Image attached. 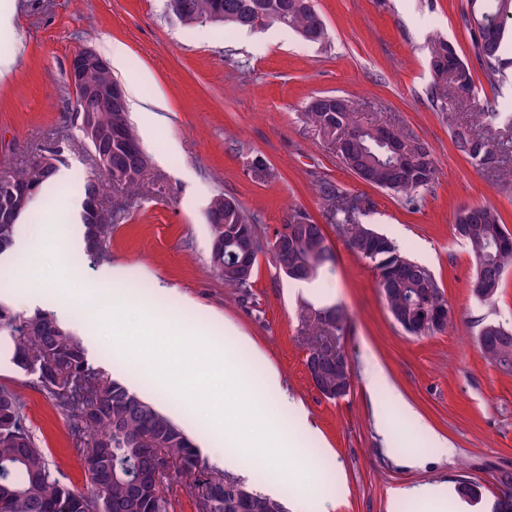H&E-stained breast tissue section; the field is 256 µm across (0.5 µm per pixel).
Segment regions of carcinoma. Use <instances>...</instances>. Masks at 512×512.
Here are the masks:
<instances>
[{
    "label": "carcinoma",
    "mask_w": 512,
    "mask_h": 512,
    "mask_svg": "<svg viewBox=\"0 0 512 512\" xmlns=\"http://www.w3.org/2000/svg\"><path fill=\"white\" fill-rule=\"evenodd\" d=\"M503 0H467L463 23L475 49L484 77L491 84L505 77L512 60L502 56L506 20L512 7L503 12ZM187 17V23L219 14L214 22L242 29H253L255 8L271 14L270 23L288 28L304 39L318 43L326 39V26L312 0H174ZM472 12L487 17L486 30L472 28ZM454 44L436 39L430 49V65L436 78L432 99L438 110L447 111L448 90L471 94L476 88L469 66L456 56ZM455 57L453 84L440 77L438 67ZM330 101L318 96L307 108L308 119L324 131L335 123L344 135L337 155L342 165L368 185L390 192L415 206L436 178V164L428 147L410 143L403 133L391 130V139L405 143L428 162L409 175L411 163L396 158L387 145L378 141L371 128L358 125L351 106L345 111H329ZM104 129L113 128L129 117L118 112L97 113ZM454 147L476 165L496 163L500 146L467 129L452 132ZM57 167L44 169L34 159L21 169L0 170V210L11 211V223L0 224V254L12 248L19 218L28 206L14 208L13 196L21 189L41 190L54 177ZM142 174L140 160L127 153L122 144L112 142V166L88 177L83 184L84 203L99 200L105 184L129 193ZM210 212L220 213L221 224L210 225V269L224 284L240 292L251 287L258 256L268 254L276 267L290 280L311 282L332 260V250L323 225L299 213L295 230L279 232L274 240L260 237L256 216L248 213L233 197L216 196ZM123 210L83 208L85 252L101 262L110 259L112 227L122 219ZM473 231L464 238L476 262V279L488 299H493L512 268V239L500 211L488 204L472 209ZM339 230L348 248L372 263L387 309L394 319L410 323L413 336H428L446 325L426 327L432 311L448 306L443 288L429 267L404 254L387 236L366 224L342 220ZM251 256L248 275L235 269V258ZM347 316L338 305L324 308L317 316L312 335L325 342L344 333ZM0 336L10 338L12 361L16 368L37 378L39 390L67 417L75 433H89L83 461L85 487L79 489L60 478L58 466L41 448L27 425L26 403L15 390L0 387V512H171L174 482L171 473L190 480L198 491L197 503H212L210 512H286L282 499L261 493L253 487L214 472L200 457L187 432L158 407L125 383L109 379L88 360L81 340L62 327L54 314L39 311L21 317L0 305ZM479 345L485 357L505 373H512V330L501 325L482 328ZM309 371L313 382L321 383L327 398L336 399L339 373L327 361L316 359Z\"/></svg>",
    "instance_id": "obj_1"
}]
</instances>
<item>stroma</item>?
I'll list each match as a JSON object with an SVG mask.
<instances>
[{
    "label": "stroma",
    "instance_id": "35a3bbf8",
    "mask_svg": "<svg viewBox=\"0 0 512 512\" xmlns=\"http://www.w3.org/2000/svg\"><path fill=\"white\" fill-rule=\"evenodd\" d=\"M314 2L329 33L320 43L276 24L184 25L170 19L165 0H13L11 34L0 43L13 57L0 79V159L18 169L49 146L68 179L44 192L43 214L21 219L15 256L0 259L8 274L0 304L24 317L59 315L90 346L94 365L180 424L204 459L241 455L246 483L275 488L288 512H492L502 493L497 476L512 471V375L484 358L479 332L488 323L512 329V270L495 299L478 300L476 263L454 224L463 207L487 203L512 231V68L493 85L478 78L473 96L449 94L440 112L431 94L432 39L454 42L471 70L479 68L463 0ZM115 43L126 58L112 75L149 162L125 200L129 215L112 231L105 265L73 234L71 208L97 166L78 128L67 69L82 48L105 58ZM324 94L349 100L360 124L404 131L429 148L436 180L420 209L342 166L335 142L305 115L307 103ZM489 100L502 114L493 124L482 118ZM460 126L501 144L496 166H474L454 149L451 132ZM326 180L343 189L356 221L432 270L453 312L448 327L417 337L394 321L374 267L336 230V207L320 191ZM220 194L257 214L270 236L296 212L309 215L323 225L334 264L298 283L260 255L253 288L240 296L208 265L207 211ZM24 266L33 276L23 285L16 270ZM106 266L153 312L175 318L243 369L266 404L283 391L301 404L302 415H280L272 427L290 442L288 455L307 479L241 454L205 413L119 351L81 299ZM334 303L349 314L339 344L353 388L330 400L314 388L305 362L307 327ZM271 371L279 386L266 385ZM0 385L23 395L38 445L66 481L82 485L84 438L1 347ZM463 478L482 485L481 501L458 496ZM420 484L436 495H410Z\"/></svg>",
    "mask_w": 512,
    "mask_h": 512
}]
</instances>
